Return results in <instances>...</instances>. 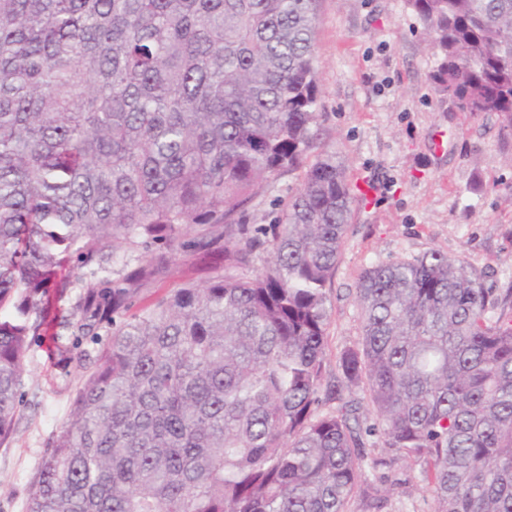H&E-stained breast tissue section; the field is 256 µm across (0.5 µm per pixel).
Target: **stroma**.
<instances>
[{
	"label": "stroma",
	"mask_w": 512,
	"mask_h": 512,
	"mask_svg": "<svg viewBox=\"0 0 512 512\" xmlns=\"http://www.w3.org/2000/svg\"><path fill=\"white\" fill-rule=\"evenodd\" d=\"M320 142L336 154L356 198L329 290L327 378L361 336L355 288L371 266L429 250L465 260L493 296L512 292V135L494 114L461 111L431 75L438 58L407 0H320ZM284 175L256 196L249 223H273L297 187ZM26 383L36 392L9 447H0V512H26L28 484L69 412L73 367L50 337L35 340ZM362 488L349 512H431L418 466L401 460Z\"/></svg>",
	"instance_id": "35a3bbf8"
}]
</instances>
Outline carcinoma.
Here are the masks:
<instances>
[{"label": "carcinoma", "mask_w": 512, "mask_h": 512, "mask_svg": "<svg viewBox=\"0 0 512 512\" xmlns=\"http://www.w3.org/2000/svg\"><path fill=\"white\" fill-rule=\"evenodd\" d=\"M317 3L0 0V447L49 290L75 296L54 342L78 385L27 512H348L397 458L434 512H512V294L465 261L366 270L323 385L355 197L317 151ZM408 3L441 92L512 129V0ZM178 261L208 281L157 292ZM297 172L284 175L268 186L256 196L254 207L247 218L249 224H272L278 211L275 200H287L297 187Z\"/></svg>", "instance_id": "cac0c4a2"}]
</instances>
